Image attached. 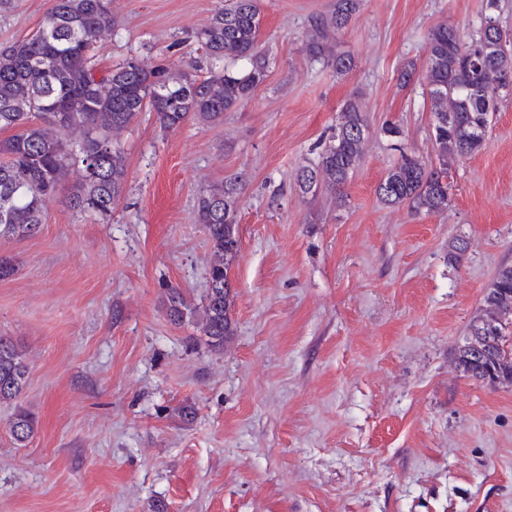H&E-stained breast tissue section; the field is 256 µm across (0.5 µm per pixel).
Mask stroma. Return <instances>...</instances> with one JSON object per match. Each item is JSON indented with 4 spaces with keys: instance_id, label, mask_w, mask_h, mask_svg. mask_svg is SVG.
Returning <instances> with one entry per match:
<instances>
[{
    "instance_id": "obj_1",
    "label": "stroma",
    "mask_w": 512,
    "mask_h": 512,
    "mask_svg": "<svg viewBox=\"0 0 512 512\" xmlns=\"http://www.w3.org/2000/svg\"><path fill=\"white\" fill-rule=\"evenodd\" d=\"M335 0H261L268 76L217 125L118 140L123 196L100 223L48 202L37 234L0 235V336L28 364L0 404V512H512V384L476 381L456 352L484 290L512 265V95L481 153L448 163L447 211L381 202L407 152L431 162L425 38L476 34L488 0H360L336 35L343 75L304 50ZM52 0H10L0 48L31 36ZM224 0H112L98 72L126 56L184 69ZM361 96L363 158L339 196L302 195L298 170ZM388 126L399 135L385 134ZM237 180L236 333L210 351L165 315L166 290L201 297L211 245L195 200ZM465 239L458 259L449 253ZM37 419L13 440L16 406Z\"/></svg>"
}]
</instances>
